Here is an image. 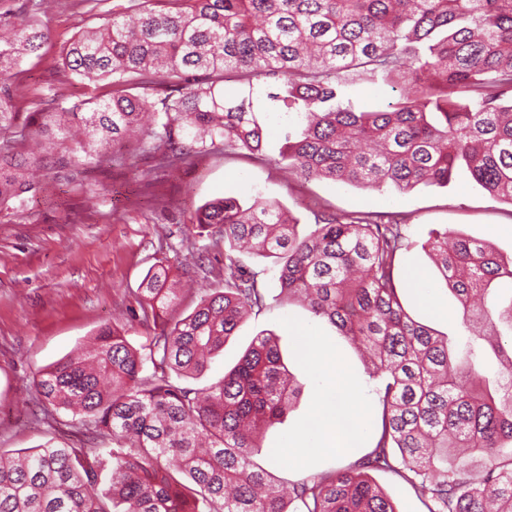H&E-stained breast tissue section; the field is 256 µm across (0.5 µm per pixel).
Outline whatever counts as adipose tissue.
Masks as SVG:
<instances>
[{
	"instance_id": "obj_1",
	"label": "adipose tissue",
	"mask_w": 512,
	"mask_h": 512,
	"mask_svg": "<svg viewBox=\"0 0 512 512\" xmlns=\"http://www.w3.org/2000/svg\"><path fill=\"white\" fill-rule=\"evenodd\" d=\"M298 337L300 350L313 364L318 391L317 411L301 428L300 438L322 450H342L348 441L337 434V422L348 423L351 433L358 435L368 429L364 409L354 397L358 384L336 359L321 356L311 329H299Z\"/></svg>"
}]
</instances>
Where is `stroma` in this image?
Returning <instances> with one entry per match:
<instances>
[{"instance_id": "stroma-1", "label": "stroma", "mask_w": 512, "mask_h": 512, "mask_svg": "<svg viewBox=\"0 0 512 512\" xmlns=\"http://www.w3.org/2000/svg\"><path fill=\"white\" fill-rule=\"evenodd\" d=\"M124 0H105L101 12L78 13L55 6L42 20L51 31L43 56L27 72L31 83L57 77L61 47L77 32L102 24L120 12ZM104 191H84L45 179L27 196L22 212L0 219V449L60 448L93 442L111 447L108 438H91L69 416L46 415L34 381L54 362L85 345L103 326L131 327L134 344H143L155 328L138 321L139 286L147 270L164 260L185 276L180 241L191 227L194 210L220 195L261 196L278 200L303 224L317 215L362 212L402 213L408 247L400 259L402 300L418 321L451 336L462 334L460 307L438 278L423 245L433 230L447 229L489 241L512 254V205L493 200L468 177L448 186L421 185L408 193L355 187L325 180L301 182L276 164L223 152L198 157L172 173L145 183L133 170L108 168L97 173ZM435 300H423L421 289ZM313 327L319 347L349 371L359 393L369 431L344 451H312L274 458L272 451L293 436L316 410L312 366L297 344V330ZM274 333L284 362L301 394L280 424L265 432L258 463L277 482L312 471L346 467L373 447L381 405L363 357L332 325L315 321L301 304H273L246 319L210 368L193 382L206 388L232 368L259 333Z\"/></svg>"}]
</instances>
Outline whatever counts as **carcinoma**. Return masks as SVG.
<instances>
[{"label": "carcinoma", "instance_id": "carcinoma-1", "mask_svg": "<svg viewBox=\"0 0 512 512\" xmlns=\"http://www.w3.org/2000/svg\"><path fill=\"white\" fill-rule=\"evenodd\" d=\"M49 0L0 11V214L39 191L33 172L72 181L111 163L151 161L152 177L204 153L263 160L273 119L277 163L304 180L406 193L464 173L512 205V0H128L72 38L58 84L23 82L42 57ZM233 73L242 92L227 96ZM104 83L71 101L67 77ZM266 109L255 105L256 83ZM399 87L384 111L345 100L354 80ZM192 228L224 246V273L180 320L171 271L153 266L140 306L159 332L135 346L102 327L88 349L36 380L46 407L90 425L111 448L0 452V512H397L371 472L408 484L427 512H512V259L448 230L424 244L462 307L468 334L441 335L401 302L406 235L364 214L315 218L305 231L274 200L216 197ZM273 259L280 293L240 255ZM300 299L370 361L381 424L343 468L273 488L256 436L299 394L271 333L207 389L208 369L240 323Z\"/></svg>", "mask_w": 512, "mask_h": 512}]
</instances>
